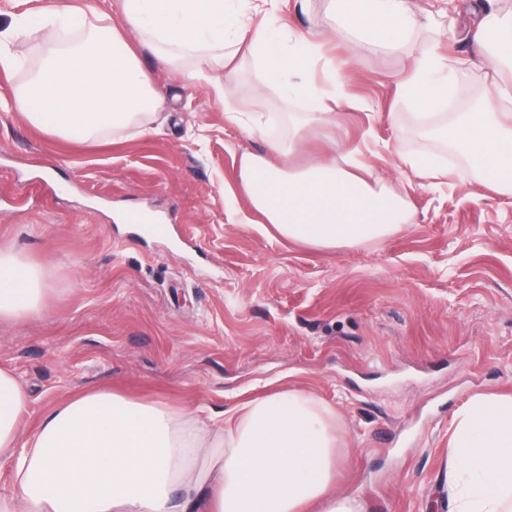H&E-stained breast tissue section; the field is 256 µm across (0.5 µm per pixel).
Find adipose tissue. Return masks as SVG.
Instances as JSON below:
<instances>
[{
    "label": "adipose tissue",
    "mask_w": 512,
    "mask_h": 512,
    "mask_svg": "<svg viewBox=\"0 0 512 512\" xmlns=\"http://www.w3.org/2000/svg\"><path fill=\"white\" fill-rule=\"evenodd\" d=\"M239 0H123L121 22L95 7H65L64 32L43 42L40 65L15 91L13 106L50 134L82 141L157 111L156 93L132 47L149 36L160 63L193 57L192 80L207 79L221 51H246L260 84L295 75L283 92L315 101L312 120L335 126L345 99L342 76L323 48L347 53L402 48L416 31L409 0H325L326 24L315 35L284 31L274 15L246 18ZM55 11L41 13L54 22ZM473 38L486 47L496 76L480 103L452 126L423 121L427 134L453 137L488 189L512 197V10L486 8ZM321 66L324 82L309 71ZM405 97L421 113L447 101L434 45L408 57ZM265 138V153L240 161V188L263 223L316 248L353 246L406 223L410 206L383 180L371 181L331 157L298 170L276 164L302 151L301 138ZM50 290L42 266L0 248V322L41 317ZM28 396L0 367V461L11 484L0 487V512H364L361 500L336 492L335 414L312 394L276 390L226 411L211 429L193 411L162 401L83 389L53 404L28 437L20 422ZM446 465L450 512H512V395L477 393L454 414Z\"/></svg>",
    "instance_id": "obj_1"
}]
</instances>
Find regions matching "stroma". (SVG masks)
Here are the masks:
<instances>
[{"label":"stroma","mask_w":512,"mask_h":512,"mask_svg":"<svg viewBox=\"0 0 512 512\" xmlns=\"http://www.w3.org/2000/svg\"><path fill=\"white\" fill-rule=\"evenodd\" d=\"M418 32L444 31L438 52L457 86L484 90L493 71L471 41L483 6L512 0H410ZM284 26L321 29L323 0H276ZM34 27L16 70H0V246L41 265L52 292L41 320L0 324V366L30 397L22 432L50 403L84 387L161 399L222 419L268 385L311 391L336 412V491L366 512H449L440 495L454 413L477 392H512V198L478 183L466 157L417 127L402 87L407 52L339 42L347 104L336 134L411 204L407 224L353 247L315 248L250 223L238 191L243 153H261L233 112L323 129L309 103L257 86L250 58L234 78L217 66L188 82L138 45L162 110L83 142L12 109L38 46ZM429 155L448 175L418 178L404 157ZM166 224L146 234L122 214Z\"/></svg>","instance_id":"1"}]
</instances>
